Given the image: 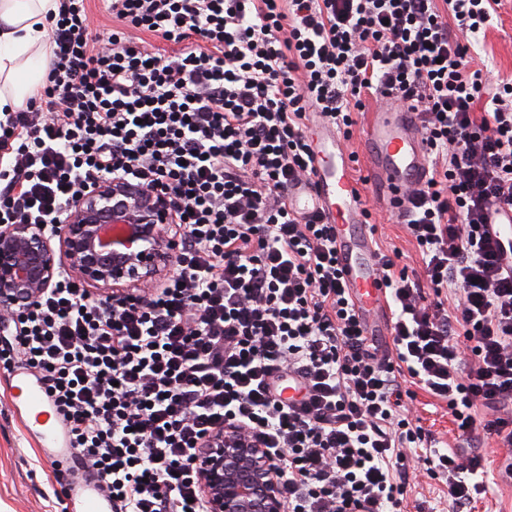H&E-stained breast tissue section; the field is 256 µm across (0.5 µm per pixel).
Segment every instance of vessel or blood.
Wrapping results in <instances>:
<instances>
[{"instance_id":"b4317fda","label":"vessel or blood","mask_w":512,"mask_h":512,"mask_svg":"<svg viewBox=\"0 0 512 512\" xmlns=\"http://www.w3.org/2000/svg\"><path fill=\"white\" fill-rule=\"evenodd\" d=\"M306 134L312 147L311 178L291 192L289 204L299 213L321 215L324 223L333 225L342 276L365 316L367 335H378L385 285L379 276L368 210L352 176V160L342 136L328 122L309 123ZM361 140L370 183L393 211L404 213L408 207L405 188L421 185L428 170L417 114L403 106L373 113ZM488 232L508 244L501 262L512 272V210L499 213ZM12 379L20 406L32 417L42 447L49 450V463L68 459L71 450L65 431L52 417V401L45 387L22 370L15 371ZM66 488L67 512H112L111 501L99 492L95 481H70Z\"/></svg>"}]
</instances>
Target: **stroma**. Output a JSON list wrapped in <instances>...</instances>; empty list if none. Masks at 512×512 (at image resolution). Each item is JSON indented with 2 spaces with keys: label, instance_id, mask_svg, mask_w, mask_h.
Instances as JSON below:
<instances>
[{
  "label": "stroma",
  "instance_id": "obj_1",
  "mask_svg": "<svg viewBox=\"0 0 512 512\" xmlns=\"http://www.w3.org/2000/svg\"><path fill=\"white\" fill-rule=\"evenodd\" d=\"M469 61L471 68L481 70L489 83L512 78V0H504L492 25L472 43ZM354 176L377 228L378 246L388 253L398 252L397 265L406 268L409 277H422V256L415 241L405 224L373 190L363 163H356ZM410 407L439 449L463 447L445 401L420 390ZM479 451L488 463L483 479L489 490L477 500L473 512H512V484L501 481L497 475L499 448L488 440L480 445ZM43 456L37 440L26 433L23 419L14 410L7 372L0 370V512H61L59 501L65 478L45 463ZM404 510L451 512L446 484L430 478L426 472H417L407 488Z\"/></svg>",
  "mask_w": 512,
  "mask_h": 512
}]
</instances>
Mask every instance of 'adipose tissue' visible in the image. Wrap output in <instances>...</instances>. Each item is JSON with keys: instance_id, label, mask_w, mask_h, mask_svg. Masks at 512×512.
Segmentation results:
<instances>
[{"instance_id": "obj_1", "label": "adipose tissue", "mask_w": 512, "mask_h": 512, "mask_svg": "<svg viewBox=\"0 0 512 512\" xmlns=\"http://www.w3.org/2000/svg\"><path fill=\"white\" fill-rule=\"evenodd\" d=\"M58 7V0H0V113L16 111L42 85Z\"/></svg>"}]
</instances>
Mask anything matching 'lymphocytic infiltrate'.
Listing matches in <instances>:
<instances>
[{"label": "lymphocytic infiltrate", "mask_w": 512, "mask_h": 512, "mask_svg": "<svg viewBox=\"0 0 512 512\" xmlns=\"http://www.w3.org/2000/svg\"><path fill=\"white\" fill-rule=\"evenodd\" d=\"M102 2L121 27L101 47L87 0H59L43 84L0 121V222L62 223L112 175L170 191L186 242L142 304L61 275L7 318L0 364L41 380L112 512H206L196 460L227 423L264 439L288 512H403L419 463L471 512L484 457L428 451L409 401L446 400L463 436L512 451V275L487 232L512 208V82L489 87L466 60L501 0ZM374 91L417 112L438 161L408 192L425 281L379 257L386 355L329 225L288 207L309 176L307 113L347 134ZM287 373L300 402L274 396Z\"/></svg>", "instance_id": "1"}]
</instances>
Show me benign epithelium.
<instances>
[{
  "mask_svg": "<svg viewBox=\"0 0 512 512\" xmlns=\"http://www.w3.org/2000/svg\"><path fill=\"white\" fill-rule=\"evenodd\" d=\"M61 228L0 224V310L36 300L60 274L111 303H137L171 273L182 243L170 195L104 177L80 193ZM206 512H287L263 442L233 424L216 429L198 460Z\"/></svg>",
  "mask_w": 512,
  "mask_h": 512,
  "instance_id": "benign-epithelium-1",
  "label": "benign epithelium"
}]
</instances>
